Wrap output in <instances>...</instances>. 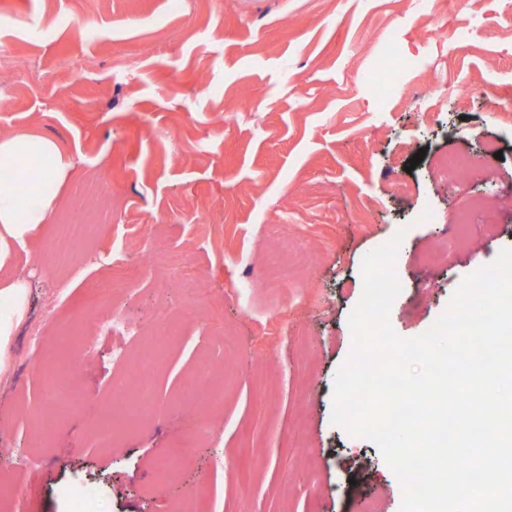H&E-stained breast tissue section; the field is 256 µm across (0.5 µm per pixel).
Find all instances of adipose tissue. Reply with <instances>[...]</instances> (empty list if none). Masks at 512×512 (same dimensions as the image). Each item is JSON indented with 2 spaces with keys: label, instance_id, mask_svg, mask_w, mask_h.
<instances>
[{
  "label": "adipose tissue",
  "instance_id": "adipose-tissue-1",
  "mask_svg": "<svg viewBox=\"0 0 512 512\" xmlns=\"http://www.w3.org/2000/svg\"><path fill=\"white\" fill-rule=\"evenodd\" d=\"M0 163L14 171L11 180H0V241L12 239L35 244V230L47 220L71 163L59 143L45 135L24 133L0 139ZM29 188L27 208H19L18 195ZM27 286L15 280L0 286V344L8 342L23 318Z\"/></svg>",
  "mask_w": 512,
  "mask_h": 512
}]
</instances>
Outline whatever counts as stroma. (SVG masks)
<instances>
[{
    "mask_svg": "<svg viewBox=\"0 0 512 512\" xmlns=\"http://www.w3.org/2000/svg\"><path fill=\"white\" fill-rule=\"evenodd\" d=\"M395 46L411 67L362 87ZM21 132L55 138L72 167L36 245L0 244V284L28 286L0 354V512H168L196 493L209 512H400L379 447L333 424L334 380L368 252L402 234L389 319L412 338L512 249V0H0V138ZM458 154L476 159L463 181L439 170ZM93 178L115 213L61 260ZM281 241L311 260L275 290ZM115 243L137 278L97 264ZM175 250L215 315L187 316ZM107 276L134 359L159 311L178 337L148 374L150 419L102 448L93 410L127 367L81 304ZM203 370L224 381L219 409L184 400ZM50 374L89 406L61 407ZM183 440L190 463L156 483Z\"/></svg>",
    "mask_w": 512,
    "mask_h": 512,
    "instance_id": "35a3bbf8",
    "label": "stroma"
}]
</instances>
